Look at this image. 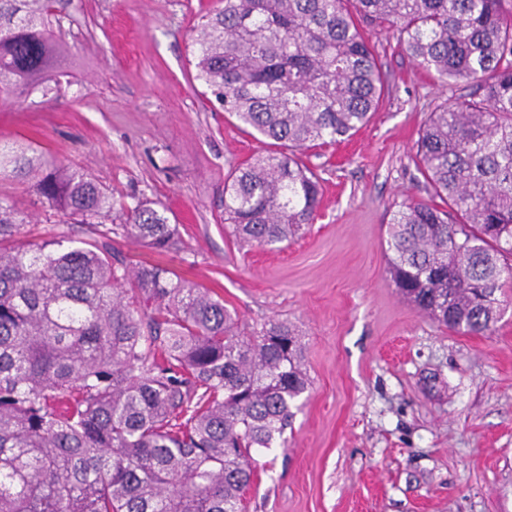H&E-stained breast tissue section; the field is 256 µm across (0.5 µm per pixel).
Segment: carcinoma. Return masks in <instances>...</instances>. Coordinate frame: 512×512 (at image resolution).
Masks as SVG:
<instances>
[{
    "mask_svg": "<svg viewBox=\"0 0 512 512\" xmlns=\"http://www.w3.org/2000/svg\"><path fill=\"white\" fill-rule=\"evenodd\" d=\"M386 28L428 72L470 91L437 106L415 162L431 200L389 222L399 294L463 335L493 330L512 280V0H219L201 16L196 78L269 140L224 183L242 247L312 223L320 178L299 153L352 135L379 107L380 65L359 25ZM54 0H0V95H47L63 75ZM70 224L125 222L178 249L166 210L116 204L80 168L0 151ZM28 217L0 200V512H245L252 453L283 438L309 379L301 339L246 336L224 302L99 240L19 244Z\"/></svg>",
    "mask_w": 512,
    "mask_h": 512,
    "instance_id": "obj_1",
    "label": "carcinoma"
}]
</instances>
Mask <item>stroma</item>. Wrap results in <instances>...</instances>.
Wrapping results in <instances>:
<instances>
[{
  "instance_id": "1",
  "label": "stroma",
  "mask_w": 512,
  "mask_h": 512,
  "mask_svg": "<svg viewBox=\"0 0 512 512\" xmlns=\"http://www.w3.org/2000/svg\"><path fill=\"white\" fill-rule=\"evenodd\" d=\"M216 4L57 0L66 76L48 95L0 100V146L80 167L115 199L160 201L179 250L159 256L124 235L113 250L209 288L245 331L271 320L299 331L311 386L287 447L256 454L246 512H512V283L492 332L463 336L406 302L387 271L395 204L428 197L419 131L463 85L362 27L383 74L378 110L303 154L323 186L313 223L280 248L243 251L224 222V180L264 146L195 78L194 28ZM0 198L29 216L22 242L93 236L10 177Z\"/></svg>"
}]
</instances>
